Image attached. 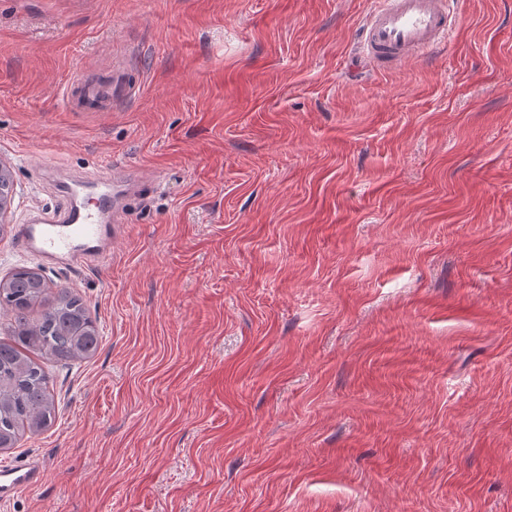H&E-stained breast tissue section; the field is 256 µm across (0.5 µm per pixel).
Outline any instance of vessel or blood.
<instances>
[{"label": "vessel or blood", "mask_w": 512, "mask_h": 512, "mask_svg": "<svg viewBox=\"0 0 512 512\" xmlns=\"http://www.w3.org/2000/svg\"><path fill=\"white\" fill-rule=\"evenodd\" d=\"M361 40V55L376 67L407 62L447 42L453 24L444 0H373ZM137 86L124 71L103 80L89 75L65 87L67 104L78 112H107L135 96ZM139 181L116 169L107 177H85L65 186L66 205L16 227L23 252L44 260L72 265L81 260H104L116 238L115 220ZM42 468L34 461L0 465V502L18 491L36 487Z\"/></svg>", "instance_id": "b4317fda"}]
</instances>
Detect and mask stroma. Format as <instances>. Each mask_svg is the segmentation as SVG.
Returning a JSON list of instances; mask_svg holds the SVG:
<instances>
[{"label": "stroma", "mask_w": 512, "mask_h": 512, "mask_svg": "<svg viewBox=\"0 0 512 512\" xmlns=\"http://www.w3.org/2000/svg\"><path fill=\"white\" fill-rule=\"evenodd\" d=\"M351 73L370 0H0V277L99 326L0 512H512V0ZM140 92L74 112L75 73ZM147 173L104 262L22 253L51 168ZM42 479V467L35 461H12L0 465V502L18 491L36 487Z\"/></svg>", "instance_id": "35a3bbf8"}]
</instances>
